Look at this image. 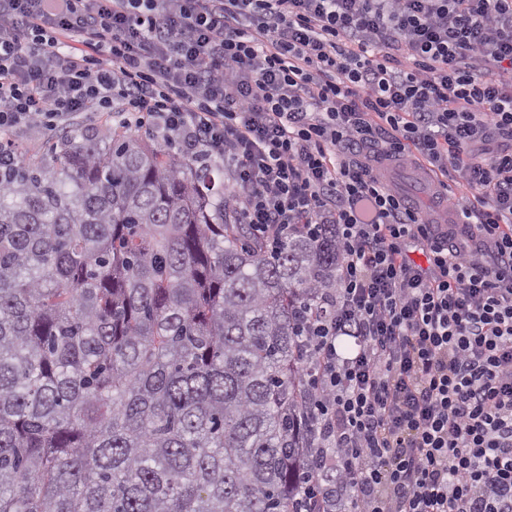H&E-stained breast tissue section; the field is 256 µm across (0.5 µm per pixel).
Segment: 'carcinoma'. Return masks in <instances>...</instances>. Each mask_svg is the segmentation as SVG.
I'll use <instances>...</instances> for the list:
<instances>
[{"mask_svg":"<svg viewBox=\"0 0 512 512\" xmlns=\"http://www.w3.org/2000/svg\"><path fill=\"white\" fill-rule=\"evenodd\" d=\"M50 153L0 172V512H300L333 238L124 127Z\"/></svg>","mask_w":512,"mask_h":512,"instance_id":"cac0c4a2","label":"carcinoma"}]
</instances>
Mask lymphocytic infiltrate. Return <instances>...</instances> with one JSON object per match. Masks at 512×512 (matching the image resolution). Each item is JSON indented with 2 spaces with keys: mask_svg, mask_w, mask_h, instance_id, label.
<instances>
[{
  "mask_svg": "<svg viewBox=\"0 0 512 512\" xmlns=\"http://www.w3.org/2000/svg\"><path fill=\"white\" fill-rule=\"evenodd\" d=\"M93 111L224 166L268 244L331 228L305 337L328 512H512V0H0V168ZM68 132L69 129L65 125H58L52 132H45L41 128H33L20 133L15 138V142L18 151H21V154L23 155L28 156L33 152L45 154L52 143H54L62 134H66ZM390 179L408 196L414 199L423 198L424 186L416 172L409 169H398L390 173Z\"/></svg>",
  "mask_w": 512,
  "mask_h": 512,
  "instance_id": "lymphocytic-infiltrate-1",
  "label": "lymphocytic infiltrate"
}]
</instances>
